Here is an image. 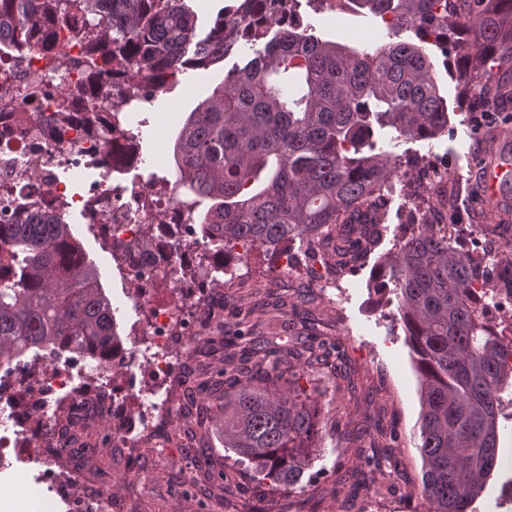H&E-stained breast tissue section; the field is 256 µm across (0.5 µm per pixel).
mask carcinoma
Masks as SVG:
<instances>
[{
    "label": "carcinoma",
    "instance_id": "cac0c4a2",
    "mask_svg": "<svg viewBox=\"0 0 512 512\" xmlns=\"http://www.w3.org/2000/svg\"><path fill=\"white\" fill-rule=\"evenodd\" d=\"M383 18L396 34L375 49L323 39L303 25L300 0H234L205 34L189 0H112V22L94 21L98 0H0V41L19 26L41 31L64 19L91 46L83 60L100 72L106 56L132 66L144 86L158 71L206 70L238 61L213 94L190 112L173 147L177 185L189 219L218 247L275 249L299 240L331 246L339 269L366 261L385 232L380 189L401 160L391 139H434L448 130V103L431 44L471 52L458 67L475 109L499 90L484 80L488 62L512 65V0H328ZM286 8L281 26L271 15ZM0 223V364L28 352L112 354L115 314L69 224L31 215L11 197ZM392 284L418 374L421 494L427 512H473L497 465L503 397L512 374L497 362L502 340L469 301L479 281L512 290L502 274L448 243L434 225H417L376 270ZM224 379L236 382L220 405L224 447L275 487L294 489L319 448L314 399L321 384L297 391L286 359L311 367L310 348L271 350L246 335L219 336Z\"/></svg>",
    "mask_w": 512,
    "mask_h": 512
}]
</instances>
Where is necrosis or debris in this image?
<instances>
[{
  "instance_id": "necrosis-or-debris-1",
  "label": "necrosis or debris",
  "mask_w": 512,
  "mask_h": 512,
  "mask_svg": "<svg viewBox=\"0 0 512 512\" xmlns=\"http://www.w3.org/2000/svg\"><path fill=\"white\" fill-rule=\"evenodd\" d=\"M43 36L44 45L30 51L0 44V189L22 197L32 214L80 213L113 245L150 230L156 247L122 262L132 285L127 298L139 311L131 348H117L108 360L42 354L0 366V464L31 460L43 487L39 496L0 497V512H45L53 496L86 512H110L111 500L95 492L79 462L82 442L60 449L35 438L46 423L103 414L112 419L113 444L128 458L147 442L166 447L185 352L208 328V285L223 275L224 259L188 220L175 188L155 193L125 180L141 163L140 133L127 116L149 101L133 69L86 72L80 61L88 46L72 38L67 22L52 21ZM90 168L102 171L99 183L76 189L61 178ZM173 230L183 242L177 254L167 247ZM131 365L138 375L127 374Z\"/></svg>"
}]
</instances>
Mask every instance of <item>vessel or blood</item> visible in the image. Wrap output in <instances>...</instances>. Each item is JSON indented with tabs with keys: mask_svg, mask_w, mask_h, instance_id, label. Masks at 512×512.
<instances>
[{
	"mask_svg": "<svg viewBox=\"0 0 512 512\" xmlns=\"http://www.w3.org/2000/svg\"><path fill=\"white\" fill-rule=\"evenodd\" d=\"M485 149L479 156L478 192L484 206L500 218L512 213V128L500 126L483 133Z\"/></svg>",
	"mask_w": 512,
	"mask_h": 512,
	"instance_id": "obj_1",
	"label": "vessel or blood"
}]
</instances>
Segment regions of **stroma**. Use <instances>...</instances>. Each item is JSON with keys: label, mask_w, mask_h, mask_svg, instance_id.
<instances>
[{"label": "stroma", "mask_w": 512, "mask_h": 512, "mask_svg": "<svg viewBox=\"0 0 512 512\" xmlns=\"http://www.w3.org/2000/svg\"><path fill=\"white\" fill-rule=\"evenodd\" d=\"M299 11L318 35L343 44L375 48L395 39L378 18L341 11L324 0H305ZM432 59L448 101L450 122L440 137L389 144L393 154L420 161L394 183L386 211V224L392 229L410 224L416 209L408 188L426 187V173L435 159L450 161L448 175L459 192L449 212L431 213V220L440 224L490 221L472 191L478 173L472 154L474 133L479 128L510 124L512 114L501 112L494 121L483 120L471 110L469 96L457 78V54L446 57L436 50ZM228 68L224 62L182 75L170 91L154 97L148 111L136 113V121L142 124L144 163L128 174V182L146 183L154 173L175 179V137L188 113L223 81ZM69 221L104 292L117 308L118 333L127 337L138 315L125 298L128 283L119 261L81 215H70ZM292 247L298 264L292 276H273L272 253L253 249L242 262L230 265L224 286L214 297L224 304L227 332L246 330L252 336H263L266 328L256 315L267 312L296 324L310 321L316 331L334 340L342 354V364L326 394L316 402L327 435L299 489H275L252 479L225 449L213 420L188 431L179 414L170 424L175 446L169 458H161L155 448L146 446L127 463L121 449L110 445L83 456V468L119 503L122 512H425L419 493L417 374L397 307L387 304L373 282L375 268L392 251V242L381 244L363 266L332 274L324 286L311 284L304 271L309 245L296 241ZM372 440L389 446L390 462L373 460L368 446ZM184 485L189 488L185 495L180 492Z\"/></svg>", "instance_id": "1"}]
</instances>
